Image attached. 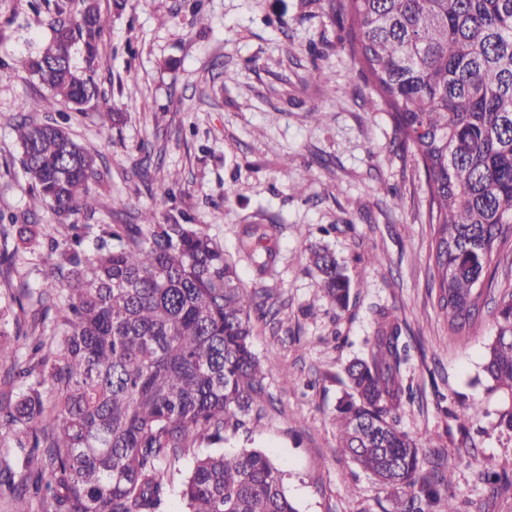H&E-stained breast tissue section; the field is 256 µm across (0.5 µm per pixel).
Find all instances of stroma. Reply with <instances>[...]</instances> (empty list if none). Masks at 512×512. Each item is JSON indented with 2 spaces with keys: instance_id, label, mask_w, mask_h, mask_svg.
I'll return each mask as SVG.
<instances>
[{
  "instance_id": "stroma-1",
  "label": "stroma",
  "mask_w": 512,
  "mask_h": 512,
  "mask_svg": "<svg viewBox=\"0 0 512 512\" xmlns=\"http://www.w3.org/2000/svg\"><path fill=\"white\" fill-rule=\"evenodd\" d=\"M330 2L126 0L119 9L98 0L109 18L95 73L104 98L72 113L65 128L104 157L90 186L96 211L76 221L134 224L151 210L162 222L198 225L229 254L245 225H267L272 269L261 276L243 260L237 271L277 313L253 321L252 348L272 367L258 424L251 435H226L223 450L265 452L298 512L394 510L393 491L341 451L334 420L345 368L385 313L411 347L403 377L413 398L399 426L427 463L445 461L431 512L451 504L512 512V491H493L482 478L512 474V432L499 424L512 397L489 391L483 372L500 293L491 291L468 335L449 336L430 276L423 172L411 152L395 150L387 114L369 109L374 92ZM197 10L205 25L194 24ZM48 35L26 0H0V214L14 220L16 251L9 278H0V306L9 286H37L48 240L68 245V230L21 175L14 132L22 103L48 94L26 69ZM147 157L146 184L135 170ZM162 183L172 196L157 192ZM314 245L327 246L349 276L346 309L321 298L308 263ZM474 403L477 418L457 419Z\"/></svg>"
}]
</instances>
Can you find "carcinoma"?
Instances as JSON below:
<instances>
[{
    "label": "carcinoma",
    "mask_w": 512,
    "mask_h": 512,
    "mask_svg": "<svg viewBox=\"0 0 512 512\" xmlns=\"http://www.w3.org/2000/svg\"><path fill=\"white\" fill-rule=\"evenodd\" d=\"M345 48L358 57L386 107L397 147L426 179V222L435 225L433 279L448 333L462 336L484 307L493 255L512 247V0H339ZM50 37L26 62L53 97L76 112L99 103L94 80L108 19L94 0H56ZM81 55L84 66L74 63ZM29 185L72 231L60 260L36 288L11 301L62 312L56 334L40 336L20 361L18 341L0 330V366L18 392L0 397V430L24 450L25 477L0 472V494L28 512H165L175 465L196 442L250 431L267 366L253 352L250 307L236 263L205 230L162 224H78L95 212L97 159L56 121L14 126ZM264 224H248L237 253L265 274L276 253L258 252ZM95 242L85 248L86 239ZM319 288L338 307L350 281L326 250H310ZM483 371L489 390L512 397V290L504 289ZM409 352L387 314L349 369L339 401V448L385 486L404 489L399 512H426L439 496L416 442L395 413ZM54 387L47 395L45 385ZM186 512H298L284 477L261 450L196 459L181 482Z\"/></svg>",
    "instance_id": "carcinoma-1"
}]
</instances>
